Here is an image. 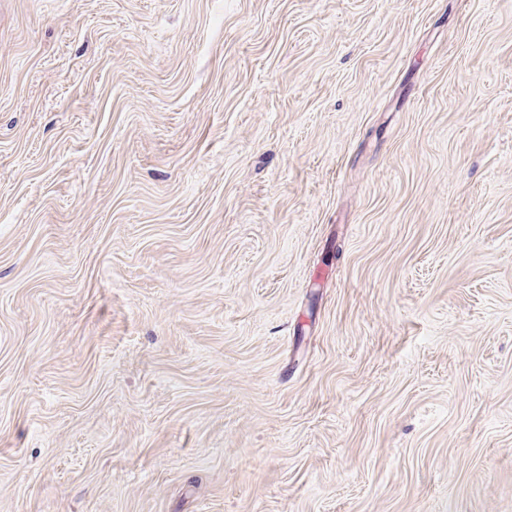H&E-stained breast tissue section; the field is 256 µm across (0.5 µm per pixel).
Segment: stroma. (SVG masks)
I'll return each instance as SVG.
<instances>
[{
  "label": "stroma",
  "mask_w": 512,
  "mask_h": 512,
  "mask_svg": "<svg viewBox=\"0 0 512 512\" xmlns=\"http://www.w3.org/2000/svg\"><path fill=\"white\" fill-rule=\"evenodd\" d=\"M0 512H512V0H0Z\"/></svg>",
  "instance_id": "1"
}]
</instances>
